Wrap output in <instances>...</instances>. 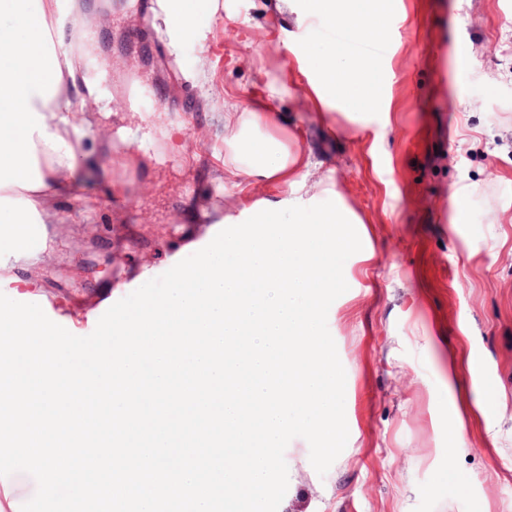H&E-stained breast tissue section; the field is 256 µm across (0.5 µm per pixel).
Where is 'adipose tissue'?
Returning <instances> with one entry per match:
<instances>
[{
    "instance_id": "adipose-tissue-1",
    "label": "adipose tissue",
    "mask_w": 512,
    "mask_h": 512,
    "mask_svg": "<svg viewBox=\"0 0 512 512\" xmlns=\"http://www.w3.org/2000/svg\"><path fill=\"white\" fill-rule=\"evenodd\" d=\"M303 12L324 22L356 23L363 36L379 41L389 9L388 0H303ZM164 33L172 48L192 39L207 51L210 29L201 25L190 0H163ZM53 0H0V18L13 21L0 27V271L33 250H47L46 225L68 223V216L50 209L54 196L76 182L83 156L81 135L89 123L85 99L99 92L95 82L87 95L71 96L62 67L72 51L52 47L44 33ZM314 86L317 103L333 100L353 109L370 96L372 59L320 45ZM224 178L233 184H276L291 192L304 189L310 162L288 158L271 141L239 138L222 161Z\"/></svg>"
}]
</instances>
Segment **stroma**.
<instances>
[{
	"label": "stroma",
	"instance_id": "obj_1",
	"mask_svg": "<svg viewBox=\"0 0 512 512\" xmlns=\"http://www.w3.org/2000/svg\"><path fill=\"white\" fill-rule=\"evenodd\" d=\"M96 26L66 85L94 116L84 148L112 145V170L53 198L69 215L50 225V253L0 280L76 336L91 334L118 300L208 245L221 223L286 198L238 191L216 160L238 137L272 139L315 161L300 196L312 206L343 197L368 242L350 256L347 291L327 326L345 369V449L325 475L306 440L285 450L284 512H512V0H389L369 112L315 108L311 46L350 44L303 16L302 0L270 12L267 0H218L208 81L199 48L172 50L164 14L148 0H88ZM441 68L442 83L430 71ZM287 85L284 95L271 87ZM258 104L278 121L224 124V104ZM185 121L180 133L172 123ZM206 139H193L195 128ZM469 197L466 223L450 209ZM483 358V376L470 370ZM467 397L483 414L456 447L444 423Z\"/></svg>",
	"mask_w": 512,
	"mask_h": 512
}]
</instances>
